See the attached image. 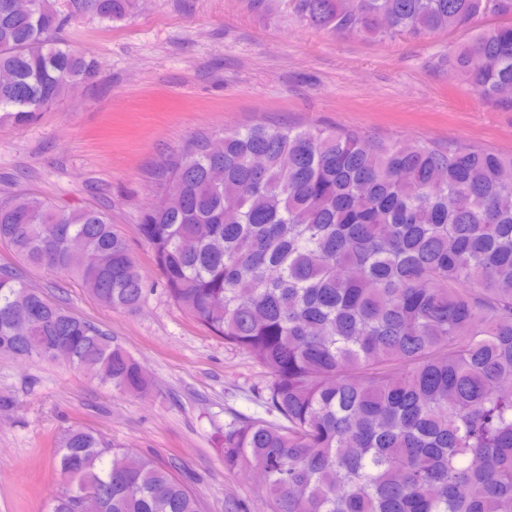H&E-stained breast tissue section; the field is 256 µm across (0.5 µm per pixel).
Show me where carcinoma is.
Instances as JSON below:
<instances>
[{"label":"carcinoma","instance_id":"cac0c4a2","mask_svg":"<svg viewBox=\"0 0 512 512\" xmlns=\"http://www.w3.org/2000/svg\"><path fill=\"white\" fill-rule=\"evenodd\" d=\"M130 0H82L102 21ZM310 22L385 39L462 28L512 0H299ZM55 0H0V127L34 121L95 61L60 38ZM479 98L512 109V23L448 54ZM195 140L155 173L141 216L170 298L271 375L286 424L224 430V468L258 469L266 512H512V154L353 127L254 123ZM0 356L54 360L103 386L153 383L112 335L28 281L77 280L133 311L147 288L104 208L0 196ZM79 254L84 266L70 264ZM49 512H203L174 464L74 424L55 440Z\"/></svg>","mask_w":512,"mask_h":512}]
</instances>
